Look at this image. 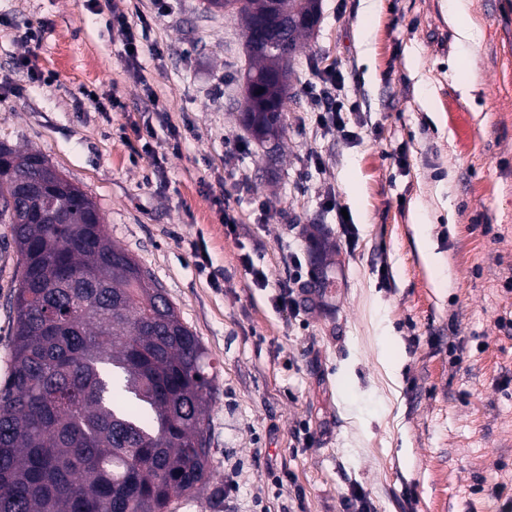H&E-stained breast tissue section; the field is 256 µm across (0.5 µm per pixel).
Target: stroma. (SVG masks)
<instances>
[{"mask_svg": "<svg viewBox=\"0 0 512 512\" xmlns=\"http://www.w3.org/2000/svg\"><path fill=\"white\" fill-rule=\"evenodd\" d=\"M366 5L322 0L275 149L241 121L243 28L205 0H0V143L42 153L80 187L215 367L212 479L174 512H344L355 488L372 512H507L512 500V0H469V48L448 0H382L371 19ZM116 9L152 25L142 78L107 25ZM21 57L31 71L16 68ZM328 69L345 83V125L325 131L303 87ZM151 92L182 140L159 175L130 149L148 122L158 142L169 137L145 109ZM113 96L119 107L95 108ZM420 224L436 267L418 250ZM315 228L336 245V285L311 289L314 312L291 318L273 298L287 253L315 270ZM198 246L218 284L199 273ZM245 253L267 287L246 275ZM19 277L0 224V379Z\"/></svg>", "mask_w": 512, "mask_h": 512, "instance_id": "1", "label": "stroma"}]
</instances>
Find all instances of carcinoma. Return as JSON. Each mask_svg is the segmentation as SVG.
<instances>
[{
	"label": "carcinoma",
	"mask_w": 512,
	"mask_h": 512,
	"mask_svg": "<svg viewBox=\"0 0 512 512\" xmlns=\"http://www.w3.org/2000/svg\"><path fill=\"white\" fill-rule=\"evenodd\" d=\"M237 2L251 58L242 121L277 140L285 57L319 23L321 0ZM299 16L286 48H271L278 18ZM47 165L0 144V223L21 268L0 383V512H171L211 479L209 355L85 193L50 187L61 175Z\"/></svg>",
	"instance_id": "cac0c4a2"
}]
</instances>
